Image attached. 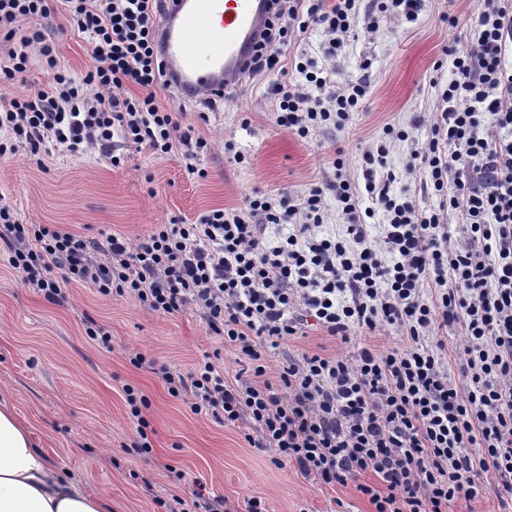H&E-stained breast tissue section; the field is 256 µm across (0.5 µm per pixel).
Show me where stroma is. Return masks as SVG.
<instances>
[{"label":"stroma","mask_w":512,"mask_h":512,"mask_svg":"<svg viewBox=\"0 0 512 512\" xmlns=\"http://www.w3.org/2000/svg\"><path fill=\"white\" fill-rule=\"evenodd\" d=\"M48 7L42 29L58 64L81 77L93 63L89 40L74 30L60 0H49ZM476 9L475 0H425L415 20L386 18L373 33L357 26L330 78L339 84L365 79L369 96L343 129L307 139L289 133L276 123L270 77L257 76L228 91L208 119L184 109L183 129L212 145L197 162L205 177L189 175L180 156L159 158L144 148H129L119 168L96 151L78 157L60 150L22 152L0 157V201L12 205L25 224H57L88 237L114 232L133 240L155 224H189L202 212L238 207L257 189L303 195L331 176L325 158L338 146L347 150L351 180L362 184L361 150L391 122L409 133L391 144L386 157L395 193L409 192L420 209H435L438 197L423 189L427 173L407 167L430 134L440 87L453 77L452 59L443 50L454 41L466 43ZM451 14L459 20L454 29L447 23ZM364 61L369 69H361ZM228 140L245 154L244 163L225 152ZM66 295L65 303H49L0 264V393L34 424L38 447L62 474L109 497L112 512H165L158 499H186L198 487L206 496L223 497L230 512H246L252 497L267 512H334L340 501L347 512H371L354 486L329 488L303 478L292 465L275 466L271 451L251 446L241 429L193 414L157 375L130 363V352L137 350L187 371L217 351L225 378L234 379L241 369L236 351L210 336L195 312L149 313L131 299L105 298L76 282L67 284ZM89 316L110 330L111 349L87 338ZM355 349V343L311 328L272 350L268 370L276 372L290 355H348ZM127 385L151 401L145 412L154 430L148 454L132 447L136 432Z\"/></svg>","instance_id":"1"}]
</instances>
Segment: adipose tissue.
Listing matches in <instances>:
<instances>
[{
    "instance_id": "1",
    "label": "adipose tissue",
    "mask_w": 512,
    "mask_h": 512,
    "mask_svg": "<svg viewBox=\"0 0 512 512\" xmlns=\"http://www.w3.org/2000/svg\"><path fill=\"white\" fill-rule=\"evenodd\" d=\"M105 496L62 475L37 448L30 425L0 398V512H107Z\"/></svg>"
}]
</instances>
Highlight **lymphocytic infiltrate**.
Segmentation results:
<instances>
[{
	"label": "lymphocytic infiltrate",
	"instance_id": "f902f5d3",
	"mask_svg": "<svg viewBox=\"0 0 512 512\" xmlns=\"http://www.w3.org/2000/svg\"><path fill=\"white\" fill-rule=\"evenodd\" d=\"M87 34L94 63L81 78L61 69L41 46L47 85L0 104V156L38 155L52 146L79 155L97 148L112 166L134 144L158 156H181L188 174L207 149L181 128V113L160 104L166 88L156 52L164 0H63ZM277 0L247 68L283 71L284 46L322 32L325 60H335L356 19L375 32L382 18L415 17L422 0ZM46 0H0V38L37 24ZM454 77L418 152L440 199L426 212L394 194L385 173L405 128L388 124L361 153L363 189L346 172V152L328 157L333 176L302 197L253 192L234 209H212L190 224H156L129 241L87 237L53 224L21 223L0 204L6 261L24 285L52 303L64 284L92 285L144 310L196 311L210 335L232 346L247 379L228 382L211 358L174 370L142 353L131 364L157 375L170 396L227 427L247 426L275 465L293 464L324 486L355 484L374 512H450L458 498L487 492L512 497V0H480L465 49L445 47ZM300 81H276L268 93L279 126L309 138L341 129L368 96L364 80L334 84L313 60L295 65ZM491 116L493 127L483 124ZM336 199L341 234L321 235ZM459 212L453 236L449 211ZM382 213L377 236L370 218ZM276 226L277 239L266 235ZM350 342L352 335L394 331L395 346L353 355L302 354L269 381L268 349L308 326ZM459 326V375L445 363L444 330ZM374 474L376 484L364 481Z\"/></svg>",
	"mask_w": 512,
	"mask_h": 512
}]
</instances>
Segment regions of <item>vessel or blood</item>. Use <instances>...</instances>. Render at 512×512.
Returning <instances> with one entry per match:
<instances>
[{"mask_svg":"<svg viewBox=\"0 0 512 512\" xmlns=\"http://www.w3.org/2000/svg\"><path fill=\"white\" fill-rule=\"evenodd\" d=\"M271 0H167L157 26L166 80L180 99L242 83Z\"/></svg>","mask_w":512,"mask_h":512,"instance_id":"obj_1","label":"vessel or blood"}]
</instances>
